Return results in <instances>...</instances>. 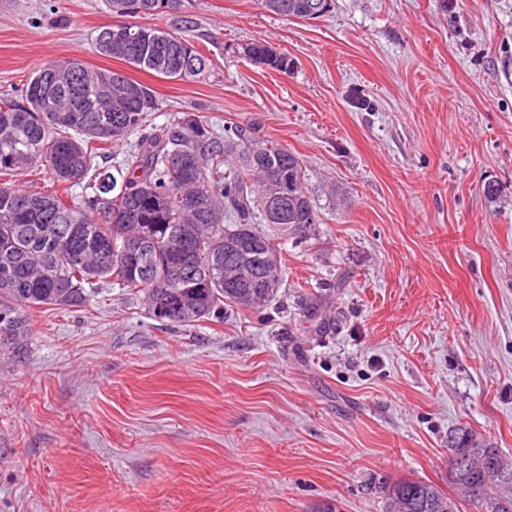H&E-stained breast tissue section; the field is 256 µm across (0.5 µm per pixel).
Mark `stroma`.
Returning <instances> with one entry per match:
<instances>
[{
	"mask_svg": "<svg viewBox=\"0 0 512 512\" xmlns=\"http://www.w3.org/2000/svg\"><path fill=\"white\" fill-rule=\"evenodd\" d=\"M188 16L211 70L173 82L94 51L105 0H0V91L77 58L152 88L153 127L253 125L300 156L322 222L268 226L262 310L163 326L109 283L33 310L0 360V512H383L396 480L447 487L453 429L512 455V0ZM256 41L290 71L244 56Z\"/></svg>",
	"mask_w": 512,
	"mask_h": 512,
	"instance_id": "obj_1",
	"label": "stroma"
}]
</instances>
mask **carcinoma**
Listing matches in <instances>:
<instances>
[{"mask_svg":"<svg viewBox=\"0 0 512 512\" xmlns=\"http://www.w3.org/2000/svg\"><path fill=\"white\" fill-rule=\"evenodd\" d=\"M320 0H261L277 16L306 12ZM125 35L108 28L96 52L175 81L203 76L208 58L189 36L135 22L142 16L186 19L188 0H107ZM254 62L286 73L288 55L255 42ZM39 75H55L49 87ZM157 109L153 90L122 72L64 59L36 69L21 88L0 93V357L26 353L30 313L80 307L112 282L138 296L153 320L193 325L224 316V305L267 306L282 281L272 239L258 224H278L266 206V181L286 187V234L308 238L320 223L306 192L302 160L252 129L219 134L199 116L154 133L142 132ZM136 134L134 150L111 169L93 160L106 145ZM42 167L52 192L25 189L15 178ZM82 194L72 193L74 187ZM246 227L258 240L246 281L225 276L236 256L226 247ZM461 454L482 462L464 473L448 468V486L476 512H512V486L492 479L490 466L512 457L466 428L450 432ZM461 512V503L432 482L399 480L385 490V512Z\"/></svg>","mask_w":512,"mask_h":512,"instance_id":"obj_1","label":"carcinoma"}]
</instances>
